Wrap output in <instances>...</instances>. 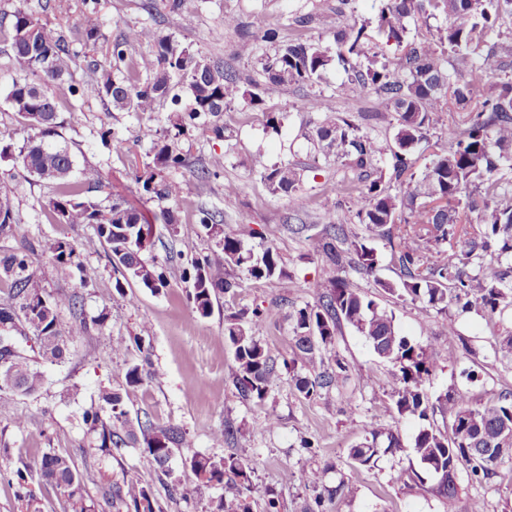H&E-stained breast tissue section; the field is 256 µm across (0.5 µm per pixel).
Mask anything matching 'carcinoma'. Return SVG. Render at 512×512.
Listing matches in <instances>:
<instances>
[{
    "label": "carcinoma",
    "mask_w": 512,
    "mask_h": 512,
    "mask_svg": "<svg viewBox=\"0 0 512 512\" xmlns=\"http://www.w3.org/2000/svg\"><path fill=\"white\" fill-rule=\"evenodd\" d=\"M442 13L448 24L437 30L433 41L405 43L406 18ZM503 13L512 15V0H382L374 27L361 25L336 34V56L317 44L297 39L274 54L257 55L260 44L275 41L271 29L246 33L235 47L239 57L259 59L265 76L262 93L270 96L292 84H307L325 78L333 65L342 67L346 80L336 86L342 97L375 93L393 109L396 120L391 140H376L360 132L350 115L334 113V97H318L309 103L324 115L314 129V138L324 156L346 158L362 170L389 162V180L407 185L398 198L384 186L383 170L372 180L361 179L351 189L350 207L336 212V200H324V208L336 214V223L307 236L308 254L321 256L336 271L353 267L367 276L376 273L379 256L370 244L375 236L386 238L392 261L399 267L400 282L375 279L376 287L399 297H408L440 312L454 305L475 308L488 317L512 308V60L488 43L494 24ZM81 25L85 43H71L60 29L42 22L24 9L13 12L7 39L9 58L19 78L9 86L7 99L20 122L35 130L19 152L25 170L38 180L55 185L48 201L57 224H93L110 252L112 265L122 275L139 280L147 288H164V269L147 267L141 260L145 248L143 230L150 228L145 213L126 200L101 206L84 196V187L102 182L100 172L86 168L81 179H71L74 163L65 147L52 143L59 136V102L100 99L128 112H153L158 102L172 105L169 121L175 133L154 144L153 162L159 175L143 182L144 190L162 204L154 220L177 223L174 210L164 203L177 201L181 185L166 179L164 172L186 164V155L174 140L190 132L196 139L224 136V110L241 92L235 74L224 66L182 45L174 36L163 35L149 25L126 29L112 44L111 57L94 63L93 78L85 84L65 82L73 65L87 57L101 36V18L96 7L88 8ZM385 42L403 51L397 64L380 61L372 52ZM149 43L155 49L157 67L140 79L129 65L127 47ZM450 52L445 61L439 48ZM497 80L494 92L479 95L480 88ZM190 98L187 106L174 92L175 86ZM461 109L457 120L443 123L448 99ZM441 130L445 146L426 166L421 177L412 171V150L433 130ZM252 167L273 195L292 200L304 209L298 196L302 173L292 165L268 167L254 159ZM13 188L0 189V229L13 222ZM480 222L471 228L467 214ZM365 225L368 236L349 235L352 219ZM396 227V231L387 226ZM43 248L60 265L77 267L75 248L59 239L45 241ZM243 267L255 279L288 277L280 253L267 247L256 253L241 240L224 235L221 253L196 256L182 268L181 277L193 284L187 300L199 315L211 313L213 300L232 294L239 282L229 269ZM0 272L12 279L18 308L0 307V318L9 320L0 329V406L14 394L39 389L43 373L37 362L20 354L11 343L16 321L47 341L41 360L56 362L65 352L67 336L60 327L56 309L76 308L78 296L45 297L38 280L26 273L25 255L0 259ZM265 320L258 310L252 316L233 312L224 319V340L234 349L233 381L246 399L263 403L280 373L248 325ZM295 338L296 356L284 363L299 395L314 400L338 384L345 367L336 351V336L348 325L364 337L374 353L398 367L393 398L397 418H415L423 425L414 439L413 451L423 472L437 480L435 492L446 512H456L457 479L461 470L490 481L504 461L500 449L512 448V399L474 406L465 394H445L437 403L422 390L424 381L441 362L439 350L415 344L400 335L393 315L379 308L374 296L350 286L338 275L325 285L317 300L288 314ZM335 361L336 371L305 372L315 357ZM104 405L84 411L83 422L99 435V450L110 456L131 443L142 445L150 462L169 473L172 449L186 443L178 427H159L150 422L128 425L118 390L102 394ZM446 409L452 420L450 431L427 424L435 409ZM109 416H104V412ZM403 450L395 431L373 429L369 437L349 449V457L360 468L374 467L383 454ZM189 466L202 483L224 486L212 512H251L249 492L252 468L241 458L194 455ZM41 479L51 483L67 499L71 512H94L88 503L83 475L64 455L49 454L39 467ZM110 497L125 503L128 512H156L150 492L138 480H128L109 490Z\"/></svg>",
    "instance_id": "obj_1"
}]
</instances>
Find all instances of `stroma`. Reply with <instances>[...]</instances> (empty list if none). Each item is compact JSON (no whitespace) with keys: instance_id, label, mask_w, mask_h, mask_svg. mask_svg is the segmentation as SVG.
I'll return each instance as SVG.
<instances>
[{"instance_id":"1","label":"stroma","mask_w":512,"mask_h":512,"mask_svg":"<svg viewBox=\"0 0 512 512\" xmlns=\"http://www.w3.org/2000/svg\"><path fill=\"white\" fill-rule=\"evenodd\" d=\"M379 5V0H349L345 5L339 0H186L183 17L174 22L160 0H97L104 20L98 49L106 51L127 27L148 24L223 63L248 91L258 76V65L255 60L235 56L240 33L225 28V14L238 16L250 27L261 23L276 30V44H264V52L303 38L332 55L336 52L333 31L359 27L374 18ZM19 8L61 27L71 40L82 37L79 21L85 0H0V23L9 24ZM8 53L7 42L0 41V137L11 145L10 153L0 156V179L13 187L15 217L13 224L0 230V257L24 254L28 274L40 281L47 295L74 292L79 304L77 309L58 311L69 337L63 361L42 364L40 389L15 396L8 406L0 407V469L6 471L0 476V512H70L64 496L36 477L42 457L49 453L74 461L93 500H100L107 484L136 479L149 487L154 503L164 512H210L220 495L217 486L200 487L188 502L176 494L172 480H192L187 461L196 454L218 458L231 454L251 464L253 512H268L272 500L278 512H302L317 500L323 512H444L431 484L403 481L404 473L418 467L412 447L420 423L395 420L392 390L397 368L380 359L351 327H343L337 337V351L348 366L346 384L308 401L299 396L288 375H281L268 398L280 417L275 430L264 427L263 407L239 397L231 376L235 361L231 346L224 341L226 315L256 308L272 310L271 319L253 324L252 334L277 363H284L295 352L288 313L314 303L319 285L336 276L335 268L323 258L307 256L305 235L288 231L291 210L287 198L271 194L250 161L260 153L267 165L290 162L303 168L299 194L308 207L301 213V221L314 233L334 222V215L317 201L329 194L335 196L337 206H345L347 197L336 189L356 180L358 172L345 161L325 158L316 151L310 134L319 115L308 103L333 95L345 76L343 69H333L323 83L286 86L259 107L249 98L238 99L224 112L223 138L179 139L186 165L167 175L168 180L184 187L177 203L179 221L154 223L152 245L140 254L146 266L167 268V287L153 291L132 279L119 280L94 225L55 224L44 212L43 205L54 196L55 187L36 181L17 159L29 131L5 99L13 78ZM334 106L340 115L375 113V120L360 125L370 136L384 138L394 133L393 113L376 95L336 97ZM59 112L64 121L59 143L68 148L76 169L92 167L102 175V188L89 192V199L107 206L120 195L143 208L157 209V202L143 192L142 180L153 169L154 143L171 129L168 104L137 115L92 99L60 103ZM270 112L284 116L278 129L265 126ZM107 128L124 139L123 150L102 142L100 134ZM215 156L224 161L222 178L198 179V170ZM228 180L241 186L240 195L230 201L224 198ZM203 207L223 212L218 232H208L200 224L198 211ZM224 233L240 238L249 248H276L288 276L257 280L245 269L233 268L231 274L240 283L236 294L222 298L212 313L203 317L185 301L192 285L181 277L183 261L167 262L166 255L171 248L197 255L213 253ZM53 238L76 246L81 274L69 273L42 251L41 242ZM373 244L381 256L375 276L349 268L345 277L351 287L375 295L379 307L393 314L402 335L440 350L442 361L423 386L429 400L460 391L480 405L512 393V363L495 353L500 338L512 331V321H488L477 312L456 307L444 314L377 291L376 280L395 283L400 272L390 259L384 238L375 237ZM118 283L123 286L119 292L114 289ZM131 296L136 297V305L128 304ZM452 324L461 336L453 344L448 341ZM121 341L128 348L115 353L114 347ZM143 363L155 371V378L127 386V369ZM112 389L123 394L129 424L147 417L156 425L185 431L187 443L174 449L170 475L156 470L139 446L124 448L111 458L101 456L98 435L87 429L82 414L100 405L102 392ZM228 424L235 433L227 437L223 430ZM374 428L398 430L403 452L380 457L371 469L354 467L348 456L350 448ZM305 439L312 441V448L302 447ZM322 467L328 470L324 488L302 484V470ZM17 469L34 475L30 484L33 503L20 498L8 478L9 472ZM341 478L351 485V494L325 499V487L335 486ZM476 500L483 502L485 512H512L511 461L502 464L498 477L490 482L459 474L457 512H469Z\"/></svg>"}]
</instances>
